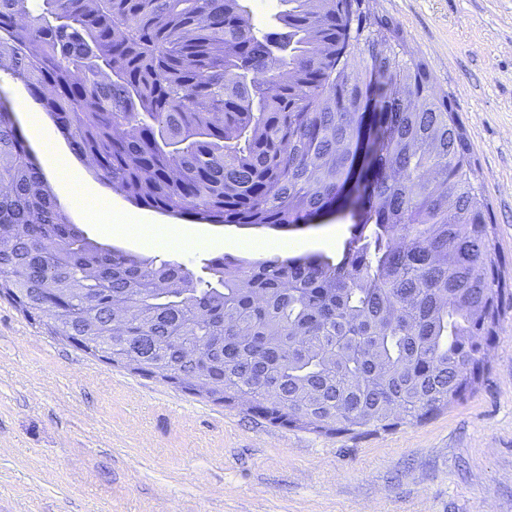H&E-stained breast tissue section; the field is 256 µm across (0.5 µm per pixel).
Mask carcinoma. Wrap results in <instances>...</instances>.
Instances as JSON below:
<instances>
[{
	"instance_id": "carcinoma-1",
	"label": "carcinoma",
	"mask_w": 512,
	"mask_h": 512,
	"mask_svg": "<svg viewBox=\"0 0 512 512\" xmlns=\"http://www.w3.org/2000/svg\"><path fill=\"white\" fill-rule=\"evenodd\" d=\"M0 0V72L96 177L197 224L348 212L341 254L182 264L71 222L0 99V296L112 364L326 436L475 389L512 299L460 116L371 0ZM375 100L376 112L367 111ZM279 0H251L252 23L256 28L266 30L273 15L280 10Z\"/></svg>"
}]
</instances>
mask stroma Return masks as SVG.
I'll return each instance as SVG.
<instances>
[{
    "label": "stroma",
    "instance_id": "obj_1",
    "mask_svg": "<svg viewBox=\"0 0 512 512\" xmlns=\"http://www.w3.org/2000/svg\"><path fill=\"white\" fill-rule=\"evenodd\" d=\"M459 113L483 172L506 276H512V0H376ZM68 169L73 223L101 243L200 271L251 258L257 238L297 253H340L344 219L272 231L167 219L98 181L49 117ZM138 223H171L157 249L97 223L99 200ZM474 392L415 424L325 436L270 424L112 366L30 323L0 299V512H512V303Z\"/></svg>",
    "mask_w": 512,
    "mask_h": 512
}]
</instances>
